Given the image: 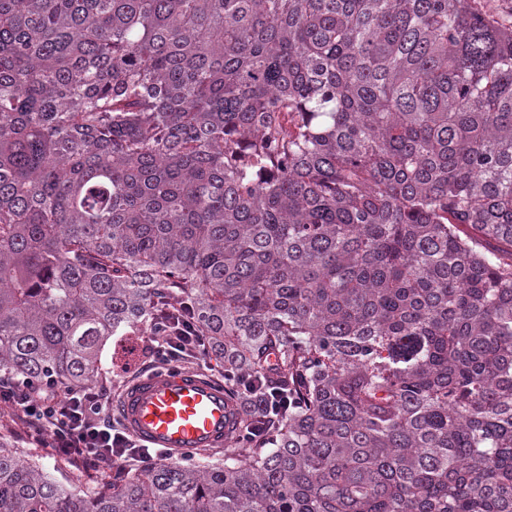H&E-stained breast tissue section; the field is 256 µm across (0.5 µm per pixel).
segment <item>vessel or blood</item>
<instances>
[{
  "label": "vessel or blood",
  "instance_id": "obj_1",
  "mask_svg": "<svg viewBox=\"0 0 512 512\" xmlns=\"http://www.w3.org/2000/svg\"><path fill=\"white\" fill-rule=\"evenodd\" d=\"M116 410L138 440L177 456L223 447L236 415L223 383L198 371L173 368L134 378L123 390Z\"/></svg>",
  "mask_w": 512,
  "mask_h": 512
}]
</instances>
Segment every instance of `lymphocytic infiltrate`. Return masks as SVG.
Returning a JSON list of instances; mask_svg holds the SVG:
<instances>
[{
  "label": "lymphocytic infiltrate",
  "mask_w": 512,
  "mask_h": 512,
  "mask_svg": "<svg viewBox=\"0 0 512 512\" xmlns=\"http://www.w3.org/2000/svg\"><path fill=\"white\" fill-rule=\"evenodd\" d=\"M145 349L157 363L209 361L211 346L186 306L164 305L154 314ZM0 404L29 428L33 441L50 437L56 452L88 465L127 467L151 459L166 462V454L131 439L103 420L98 392L89 388L58 389L49 377L0 381Z\"/></svg>",
  "instance_id": "lymphocytic-infiltrate-1"
}]
</instances>
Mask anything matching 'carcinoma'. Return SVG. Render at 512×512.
Returning a JSON list of instances; mask_svg holds the SVG:
<instances>
[{
  "label": "carcinoma",
  "mask_w": 512,
  "mask_h": 512,
  "mask_svg": "<svg viewBox=\"0 0 512 512\" xmlns=\"http://www.w3.org/2000/svg\"><path fill=\"white\" fill-rule=\"evenodd\" d=\"M168 301L288 413L86 491L0 441V512H512V30L0 0V378L84 387Z\"/></svg>",
  "instance_id": "obj_1"
}]
</instances>
